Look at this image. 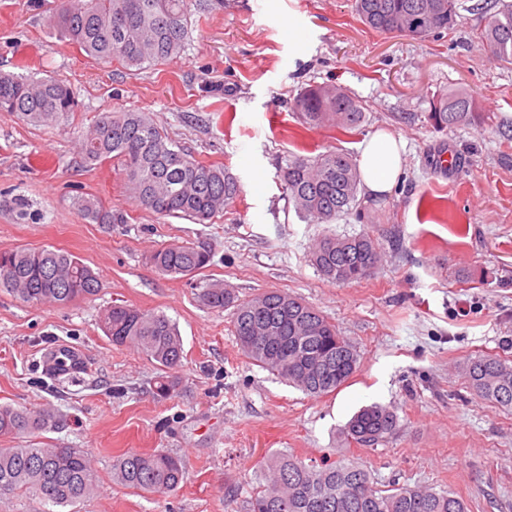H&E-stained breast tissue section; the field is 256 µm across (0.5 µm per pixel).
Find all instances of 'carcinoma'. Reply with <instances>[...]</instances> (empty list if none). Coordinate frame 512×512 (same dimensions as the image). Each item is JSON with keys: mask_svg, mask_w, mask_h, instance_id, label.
I'll use <instances>...</instances> for the list:
<instances>
[{"mask_svg": "<svg viewBox=\"0 0 512 512\" xmlns=\"http://www.w3.org/2000/svg\"><path fill=\"white\" fill-rule=\"evenodd\" d=\"M363 22L379 34L415 39L455 29L462 18L458 0H354ZM54 27L88 56L118 61L137 70L171 60L183 51L188 36V0H60ZM494 57L512 64V3L493 12L477 35ZM310 126L329 125L344 133L358 128L364 112L345 89L332 85L305 87L290 102ZM78 109L66 81L0 72V111L54 125ZM429 119L453 129L480 119L473 97L450 89L430 103ZM88 166L115 160L126 176V192L138 206L160 217L198 222L224 214L237 196L235 177L224 167L196 161L173 143L145 112H101L81 142ZM288 203L310 224H331L352 213L361 215L360 174L353 157L339 150L315 156L287 154L276 163ZM84 219L95 224H122L124 217L94 195L74 198ZM311 262L333 283L367 277L380 252L367 233L323 236L312 248ZM210 252L174 244L154 252L149 263L160 273L183 277L202 272ZM99 277L82 260L48 249L0 250V289L33 304L65 305L93 296ZM201 299L211 308L233 307V335L241 351L257 365L287 380L307 395L320 396L343 386L359 367L354 347L313 306L283 292H266L238 300L224 283L209 285ZM101 327L117 346H130L164 372L157 392L167 396L177 386L169 371L180 365L183 343L178 328L164 313L127 305L104 310ZM464 375L478 398L512 408V360L499 355L468 359ZM48 410L31 411L0 404V437H35L52 426ZM397 425L388 408L360 409L345 427L360 445L386 438ZM182 461L164 453L127 452L112 464V478L127 488L151 494L175 490L185 478ZM266 484L249 502V512H466L450 491L420 488L382 490L369 473L353 464L317 468L297 456L279 452L266 462ZM32 493L54 507H65L95 493L88 453L80 448L29 444L0 447V494Z\"/></svg>", "mask_w": 512, "mask_h": 512, "instance_id": "1", "label": "carcinoma"}]
</instances>
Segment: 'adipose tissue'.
<instances>
[{"instance_id": "adipose-tissue-1", "label": "adipose tissue", "mask_w": 512, "mask_h": 512, "mask_svg": "<svg viewBox=\"0 0 512 512\" xmlns=\"http://www.w3.org/2000/svg\"><path fill=\"white\" fill-rule=\"evenodd\" d=\"M405 144L402 138L380 130L359 145L361 187L375 196L391 192L403 173Z\"/></svg>"}]
</instances>
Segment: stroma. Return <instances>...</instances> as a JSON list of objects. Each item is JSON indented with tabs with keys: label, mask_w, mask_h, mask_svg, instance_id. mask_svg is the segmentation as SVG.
I'll return each mask as SVG.
<instances>
[{
	"label": "stroma",
	"mask_w": 512,
	"mask_h": 512,
	"mask_svg": "<svg viewBox=\"0 0 512 512\" xmlns=\"http://www.w3.org/2000/svg\"><path fill=\"white\" fill-rule=\"evenodd\" d=\"M470 5L454 32L424 40L368 29L352 0H196L183 52L135 71L92 60L49 21L56 0H0V71L54 76L79 108L39 125L0 112V249L62 250L100 277L96 295L33 305L0 290V403L52 409L43 442L84 449L96 495L73 512H248L268 456L353 463L379 488H445L467 512H512V409L476 398L462 371L480 354L512 358V65L480 49L484 23ZM311 84H335L362 105L351 132L303 126L288 102ZM462 88L483 124L437 129L429 101ZM149 113L178 146L235 175L240 192L222 216L198 224L133 204L125 174L86 166L79 140L98 113ZM385 129L405 141V180L363 197V218L309 224L289 208L276 177L287 153L357 154ZM459 166L440 172L435 157ZM97 196L122 224H93L73 199ZM368 233L382 258L371 277L324 280L310 263L315 241ZM210 250L203 272L182 278L148 262L164 247ZM221 281L239 299L281 291L308 303L357 351L360 368L335 392L310 396L238 348L232 308L199 294ZM161 312L176 323L183 358L167 397L146 356L113 345L99 322L112 305ZM56 342L84 349L90 368L57 381L41 358ZM397 416L383 441L362 446L344 427L361 407ZM181 459L185 482L147 494L112 479L126 452Z\"/></svg>",
	"instance_id": "stroma-1"
}]
</instances>
